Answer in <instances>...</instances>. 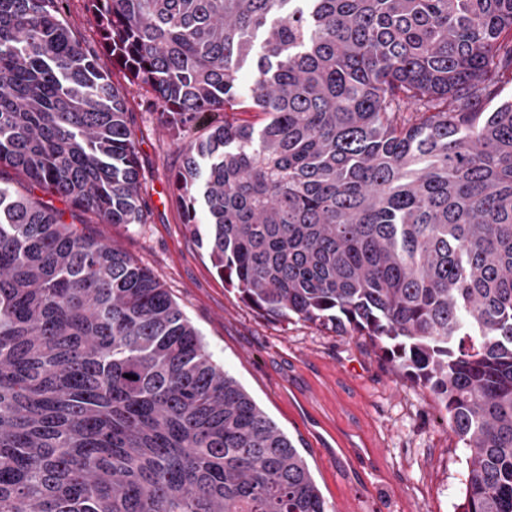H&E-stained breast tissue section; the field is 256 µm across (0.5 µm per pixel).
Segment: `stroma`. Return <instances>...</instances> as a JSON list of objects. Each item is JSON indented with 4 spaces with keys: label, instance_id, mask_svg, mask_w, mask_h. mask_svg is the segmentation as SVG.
Instances as JSON below:
<instances>
[{
    "label": "stroma",
    "instance_id": "stroma-1",
    "mask_svg": "<svg viewBox=\"0 0 512 512\" xmlns=\"http://www.w3.org/2000/svg\"><path fill=\"white\" fill-rule=\"evenodd\" d=\"M69 29L97 50L121 88L140 169V224L87 230L151 270L233 376L306 459L328 512H460L464 450L446 413L361 336L262 316L226 288L185 224L173 177L176 135L155 98L105 50L85 0H66ZM363 449L354 458L350 449Z\"/></svg>",
    "mask_w": 512,
    "mask_h": 512
}]
</instances>
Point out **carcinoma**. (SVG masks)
Masks as SVG:
<instances>
[{
	"instance_id": "cac0c4a2",
	"label": "carcinoma",
	"mask_w": 512,
	"mask_h": 512,
	"mask_svg": "<svg viewBox=\"0 0 512 512\" xmlns=\"http://www.w3.org/2000/svg\"><path fill=\"white\" fill-rule=\"evenodd\" d=\"M61 2L0 0V171L30 186L0 180V512H327L151 271L66 222L141 214L125 98ZM87 2L177 129L237 111L253 60L263 127L180 146L190 232L245 303L429 390L461 512H512V0Z\"/></svg>"
}]
</instances>
